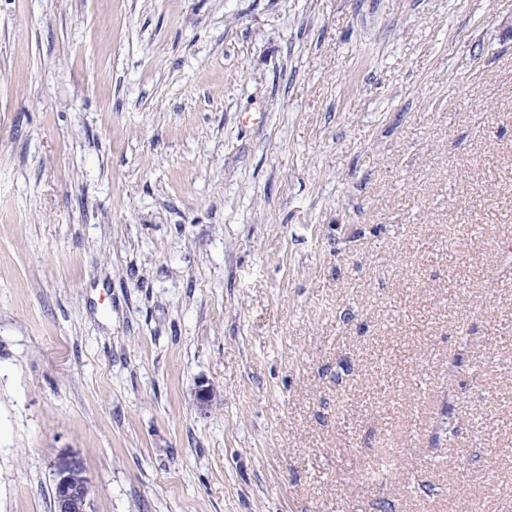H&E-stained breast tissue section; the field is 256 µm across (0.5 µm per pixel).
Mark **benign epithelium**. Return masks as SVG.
<instances>
[{"label":"benign epithelium","instance_id":"obj_1","mask_svg":"<svg viewBox=\"0 0 512 512\" xmlns=\"http://www.w3.org/2000/svg\"><path fill=\"white\" fill-rule=\"evenodd\" d=\"M50 469L54 481L53 512H91V489L80 455L65 449L53 458Z\"/></svg>","mask_w":512,"mask_h":512}]
</instances>
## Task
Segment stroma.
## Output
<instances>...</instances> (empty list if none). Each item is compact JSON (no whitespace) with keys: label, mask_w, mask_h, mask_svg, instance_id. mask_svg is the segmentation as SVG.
I'll return each instance as SVG.
<instances>
[{"label":"stroma","mask_w":512,"mask_h":512,"mask_svg":"<svg viewBox=\"0 0 512 512\" xmlns=\"http://www.w3.org/2000/svg\"><path fill=\"white\" fill-rule=\"evenodd\" d=\"M510 25L0 0V512H512ZM50 469L54 481L53 512H92L91 489L80 455L65 449L53 458Z\"/></svg>","instance_id":"stroma-1"}]
</instances>
